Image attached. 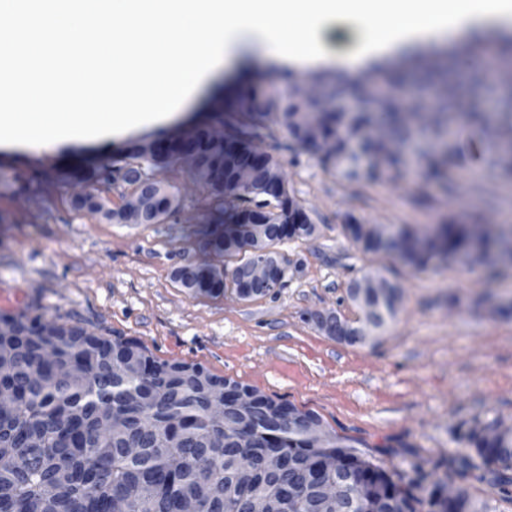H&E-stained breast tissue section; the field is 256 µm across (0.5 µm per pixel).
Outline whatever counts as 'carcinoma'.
Instances as JSON below:
<instances>
[{"instance_id": "cac0c4a2", "label": "carcinoma", "mask_w": 512, "mask_h": 512, "mask_svg": "<svg viewBox=\"0 0 512 512\" xmlns=\"http://www.w3.org/2000/svg\"><path fill=\"white\" fill-rule=\"evenodd\" d=\"M341 93L347 86L362 90V79L341 73L316 75ZM272 76L243 83L235 104L218 106L193 137L160 146L143 141L120 159L89 164L47 182L33 177L22 187L29 199H43L71 181L87 185L73 207L123 221L124 208H105L103 194L126 189L123 199L137 194L144 176L182 164L186 154L197 159L188 168L226 216L223 224H207L197 232V245L210 260L183 266L173 278L195 297L218 298L231 291L243 301L278 294L288 273L300 264L283 246L307 240L316 225L302 213L294 196L276 180L280 161L267 153L253 156V142L280 129L349 178H374L396 173L405 165L394 144H406L414 133L412 117L396 102L376 112L324 113L318 137L334 144V155H323L317 143L294 123L312 103ZM461 120L481 127L486 147L480 153L491 162L497 153L512 158V113L504 112L490 127L479 112H464ZM430 139L442 142L453 117L434 112L425 118ZM224 127V141L210 136ZM377 126L382 138H368ZM375 157L376 165H364ZM238 165L250 167L247 186L232 184ZM161 219L177 211L178 197L159 188L154 200ZM347 235L366 253L429 268L451 262L468 267L481 260L512 261V225L484 230L478 224H440L421 235L418 227H399L382 237L368 224L350 218ZM275 259L278 278L270 285L245 287L241 267ZM379 288L365 289L356 303L361 316L382 329L397 311L400 293L380 276ZM134 363L129 375L120 371ZM224 388V419L210 418L212 395ZM0 389L14 396V406L0 413V512H180L183 500L195 496L199 512H249L253 496L272 488L286 512H326L318 481H337L351 512H503L512 505V424L501 416H477L450 431L462 451L434 460H414L395 476L358 450L356 442L327 430L319 445L306 433L321 423L312 410L266 396L236 380L210 373L197 363L162 360L132 339H110L82 320L58 315L48 318L32 304L20 312L0 311ZM251 395L246 406L238 394ZM123 425L110 435L99 433L110 417ZM282 459L270 473L264 460L271 451ZM488 485L495 496L480 499L471 488Z\"/></svg>"}]
</instances>
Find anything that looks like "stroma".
I'll use <instances>...</instances> for the list:
<instances>
[{"mask_svg":"<svg viewBox=\"0 0 512 512\" xmlns=\"http://www.w3.org/2000/svg\"><path fill=\"white\" fill-rule=\"evenodd\" d=\"M448 42L443 74L401 67L393 96L417 112L420 93L457 94L466 112L505 111L512 65L497 64L491 80L469 82V69ZM273 64L260 45L247 47L185 112L168 124L111 142H66L55 152L0 148V311L28 305L48 314H76L89 325L139 341L155 357L198 363L263 394L317 412L324 424L393 472L408 460L447 454L448 432L475 416L512 421V281L485 269L443 266L415 271L362 252L342 230L347 217L364 224H512V176L471 162L452 164L442 179L425 178V134L404 146L399 176L350 181L323 168L284 131L264 150L282 164L291 194L318 228L312 240L288 243L301 270L276 297L243 301L228 294L196 298L172 278L197 263L186 229L207 221L211 201L186 175L164 173L181 199L179 212L158 224H119L72 208L67 196L27 200L20 187L52 177L79 160L120 152L129 141L155 138L198 123L199 113L248 69ZM378 269L403 289L395 319L365 345L325 336L302 315L333 309L356 318L346 292L352 280Z\"/></svg>","mask_w":512,"mask_h":512,"instance_id":"stroma-1","label":"stroma"}]
</instances>
